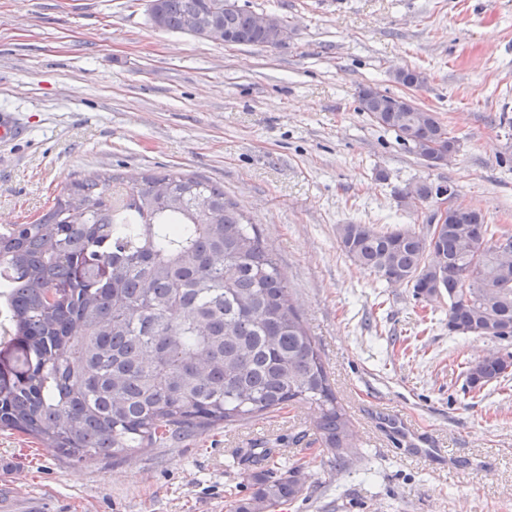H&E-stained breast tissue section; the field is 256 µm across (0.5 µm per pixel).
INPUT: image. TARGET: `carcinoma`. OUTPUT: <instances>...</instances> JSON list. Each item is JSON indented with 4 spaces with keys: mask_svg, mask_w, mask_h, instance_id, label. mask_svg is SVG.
<instances>
[{
    "mask_svg": "<svg viewBox=\"0 0 512 512\" xmlns=\"http://www.w3.org/2000/svg\"><path fill=\"white\" fill-rule=\"evenodd\" d=\"M158 29L202 37L192 20L220 23L237 45H270L253 12L224 0H157ZM363 112L421 160L458 151L436 113L395 112L389 95ZM422 181L401 203L435 201ZM358 267L410 285L427 304L448 300V330L512 338V234L462 208L434 237L412 227L341 224ZM0 430L60 456L123 459L176 439L285 407L314 413L336 467L358 447L321 351L308 334L274 250L224 187L177 171L127 183L109 170L72 182L30 224L0 226ZM512 353L466 363L469 388L508 375ZM252 495L229 512H271L304 491L300 465L253 451Z\"/></svg>",
    "mask_w": 512,
    "mask_h": 512,
    "instance_id": "1",
    "label": "carcinoma"
}]
</instances>
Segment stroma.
Here are the masks:
<instances>
[{
	"mask_svg": "<svg viewBox=\"0 0 512 512\" xmlns=\"http://www.w3.org/2000/svg\"><path fill=\"white\" fill-rule=\"evenodd\" d=\"M295 27L277 47L156 29L147 0H0V225L28 224L82 175L203 176L258 224L347 407L360 459L337 470L308 409L284 408L112 460L74 463L0 431L23 512H227L233 456L301 460L287 512H512V376L464 392L466 362L512 339L448 331V308L356 266L340 224L422 226L418 181L512 227V0H239ZM422 72L424 88L394 80ZM373 86L436 112L459 149L434 169L359 109Z\"/></svg>",
	"mask_w": 512,
	"mask_h": 512,
	"instance_id": "1",
	"label": "stroma"
}]
</instances>
